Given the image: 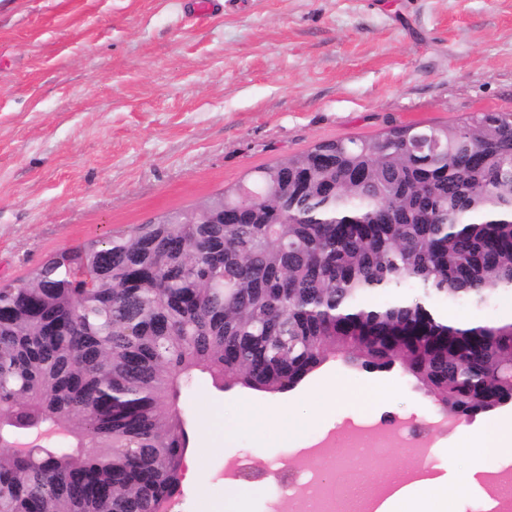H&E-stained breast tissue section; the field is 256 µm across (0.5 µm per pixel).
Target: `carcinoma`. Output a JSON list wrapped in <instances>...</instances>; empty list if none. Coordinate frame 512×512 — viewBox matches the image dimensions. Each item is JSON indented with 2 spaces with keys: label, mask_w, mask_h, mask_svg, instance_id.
Returning <instances> with one entry per match:
<instances>
[{
  "label": "carcinoma",
  "mask_w": 512,
  "mask_h": 512,
  "mask_svg": "<svg viewBox=\"0 0 512 512\" xmlns=\"http://www.w3.org/2000/svg\"><path fill=\"white\" fill-rule=\"evenodd\" d=\"M512 119L320 142L0 282V512H166L201 376L292 390L396 367L439 410L512 402ZM512 310V293L510 291L503 292L497 303L490 309L477 311L469 305H454L451 310L452 317L470 319L477 314H481L490 318H500L507 320L509 312Z\"/></svg>",
  "instance_id": "1"
}]
</instances>
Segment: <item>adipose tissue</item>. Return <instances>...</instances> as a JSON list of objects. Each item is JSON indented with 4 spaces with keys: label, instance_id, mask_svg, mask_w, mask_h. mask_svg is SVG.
Returning a JSON list of instances; mask_svg holds the SVG:
<instances>
[{
    "label": "adipose tissue",
    "instance_id": "adipose-tissue-1",
    "mask_svg": "<svg viewBox=\"0 0 512 512\" xmlns=\"http://www.w3.org/2000/svg\"><path fill=\"white\" fill-rule=\"evenodd\" d=\"M511 447V420L492 418L461 426L454 452L468 458V469L450 471L443 480L430 479L415 483V495L400 494L389 498L385 512H452L456 502L471 494L473 475L483 470L486 459Z\"/></svg>",
    "mask_w": 512,
    "mask_h": 512
}]
</instances>
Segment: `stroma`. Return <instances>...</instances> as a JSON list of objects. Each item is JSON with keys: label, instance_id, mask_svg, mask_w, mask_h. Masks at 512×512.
I'll return each instance as SVG.
<instances>
[{"label": "stroma", "instance_id": "1", "mask_svg": "<svg viewBox=\"0 0 512 512\" xmlns=\"http://www.w3.org/2000/svg\"><path fill=\"white\" fill-rule=\"evenodd\" d=\"M0 0V280L53 252L193 206L315 144L412 123L512 114V0ZM347 399L296 439L261 424L267 395L199 380V421L172 512H224L227 465L258 473L245 512H303L284 459L353 420L431 418L401 369L334 359L282 393Z\"/></svg>", "mask_w": 512, "mask_h": 512}]
</instances>
